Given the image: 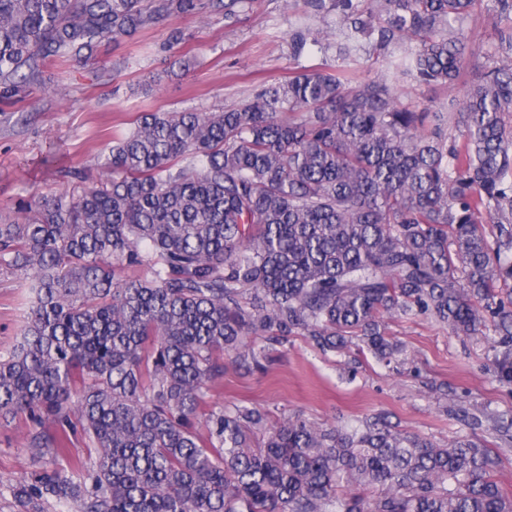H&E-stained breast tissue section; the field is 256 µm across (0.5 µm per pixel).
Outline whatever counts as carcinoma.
I'll return each mask as SVG.
<instances>
[{
	"mask_svg": "<svg viewBox=\"0 0 512 512\" xmlns=\"http://www.w3.org/2000/svg\"><path fill=\"white\" fill-rule=\"evenodd\" d=\"M236 3L0 0V112L104 37ZM304 3L349 22L343 60L367 32L382 50L413 42L403 74L421 83L460 77L475 0ZM499 51L446 112L326 63L229 110L143 112L112 140L106 181L0 224V267L27 275L30 294L0 352V425L24 423L32 454L66 461L15 487L21 510L512 512L497 454L467 436L441 445L382 414L268 429L255 407L205 412L224 354L265 358L243 337L301 334L335 352L357 341L388 362L405 349L387 316L456 336L493 328L512 382V300L493 294L512 280V33ZM133 266L148 273L124 275ZM77 432L85 458L69 455Z\"/></svg>",
	"mask_w": 512,
	"mask_h": 512,
	"instance_id": "1",
	"label": "carcinoma"
}]
</instances>
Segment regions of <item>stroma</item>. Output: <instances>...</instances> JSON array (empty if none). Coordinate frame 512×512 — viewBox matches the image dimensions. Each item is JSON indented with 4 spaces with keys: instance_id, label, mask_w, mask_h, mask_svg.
I'll return each mask as SVG.
<instances>
[{
    "instance_id": "stroma-1",
    "label": "stroma",
    "mask_w": 512,
    "mask_h": 512,
    "mask_svg": "<svg viewBox=\"0 0 512 512\" xmlns=\"http://www.w3.org/2000/svg\"><path fill=\"white\" fill-rule=\"evenodd\" d=\"M494 5L477 0L465 23L471 58L456 84L400 80L391 85L395 99L421 108L462 99L495 56L500 30L512 28V14H498ZM300 29L329 32L336 43L346 26L336 13L316 15L286 0H244L234 15L174 16L131 39H102L84 62L48 66L45 88L23 109L0 112V220L22 219L39 196L104 181L101 152L113 136L129 132L139 112L227 110L289 75L323 62L337 65L333 49L309 43L295 51L291 34ZM177 30L186 41L170 45ZM26 296L23 275L0 270V352L20 336ZM388 331L405 345L408 361L385 365L355 349L324 353L299 335L248 337L266 353L262 367L225 359L208 406H254L271 425L294 417L352 424L385 413L440 444L466 434L498 451V480L512 492V443L501 442L498 424L512 417V383L497 377L499 349L488 337L455 336L420 319L392 320ZM486 410L494 419L470 429L465 415ZM51 464L32 455L23 429L0 427V512H19L15 486Z\"/></svg>"
}]
</instances>
